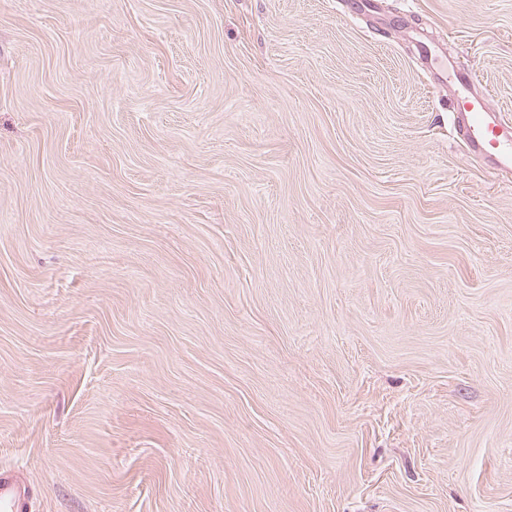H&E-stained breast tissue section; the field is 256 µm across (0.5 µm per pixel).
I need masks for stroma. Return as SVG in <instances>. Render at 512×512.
Listing matches in <instances>:
<instances>
[{
  "mask_svg": "<svg viewBox=\"0 0 512 512\" xmlns=\"http://www.w3.org/2000/svg\"><path fill=\"white\" fill-rule=\"evenodd\" d=\"M512 0H0V471L28 512H512ZM415 49L423 65V72L435 81H442L447 69L439 66L440 56L435 48L430 43L419 40L416 43ZM456 95L452 109L457 112L470 150L489 157L502 170H512V125L488 105L471 70L453 71Z\"/></svg>",
  "mask_w": 512,
  "mask_h": 512,
  "instance_id": "obj_1",
  "label": "stroma"
}]
</instances>
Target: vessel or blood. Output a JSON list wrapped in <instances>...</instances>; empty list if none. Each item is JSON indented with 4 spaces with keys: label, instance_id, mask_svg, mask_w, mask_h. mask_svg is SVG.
<instances>
[{
    "label": "vessel or blood",
    "instance_id": "1",
    "mask_svg": "<svg viewBox=\"0 0 512 512\" xmlns=\"http://www.w3.org/2000/svg\"><path fill=\"white\" fill-rule=\"evenodd\" d=\"M415 49L424 73L434 80H442L446 71L439 65L435 48L420 40ZM454 77L456 94L452 109L458 114L471 151L489 157L499 169L512 170V123L489 107L487 96L479 90L472 71L458 70ZM28 504L27 487L12 475L0 474V512H26Z\"/></svg>",
    "mask_w": 512,
    "mask_h": 512
}]
</instances>
